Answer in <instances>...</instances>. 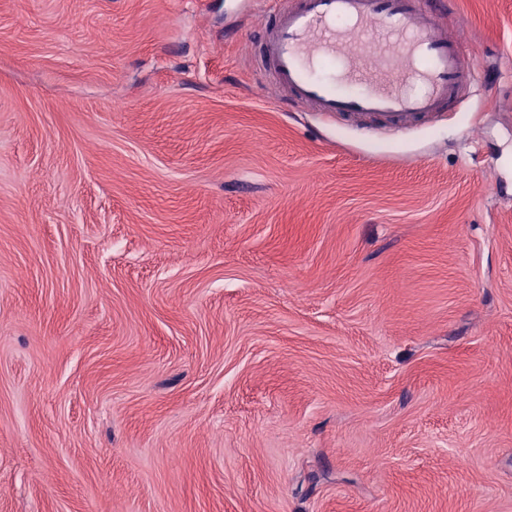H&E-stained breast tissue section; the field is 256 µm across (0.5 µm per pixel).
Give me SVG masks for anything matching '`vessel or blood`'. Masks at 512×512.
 <instances>
[{
  "mask_svg": "<svg viewBox=\"0 0 512 512\" xmlns=\"http://www.w3.org/2000/svg\"><path fill=\"white\" fill-rule=\"evenodd\" d=\"M274 84L316 111L409 130L477 81L422 0H284L264 32Z\"/></svg>",
  "mask_w": 512,
  "mask_h": 512,
  "instance_id": "1",
  "label": "vessel or blood"
}]
</instances>
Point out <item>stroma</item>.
<instances>
[{
    "mask_svg": "<svg viewBox=\"0 0 512 512\" xmlns=\"http://www.w3.org/2000/svg\"><path fill=\"white\" fill-rule=\"evenodd\" d=\"M280 0H0V512H512V0L368 131Z\"/></svg>",
    "mask_w": 512,
    "mask_h": 512,
    "instance_id": "stroma-1",
    "label": "stroma"
}]
</instances>
